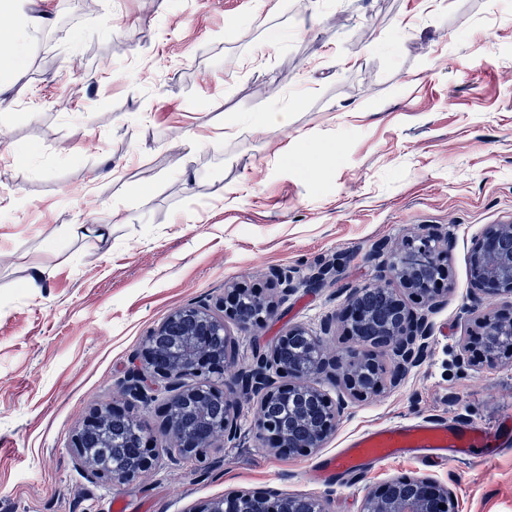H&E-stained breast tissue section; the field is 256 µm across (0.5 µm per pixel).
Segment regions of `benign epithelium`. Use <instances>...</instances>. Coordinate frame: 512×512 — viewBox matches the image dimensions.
Wrapping results in <instances>:
<instances>
[{"instance_id":"obj_1","label":"benign epithelium","mask_w":512,"mask_h":512,"mask_svg":"<svg viewBox=\"0 0 512 512\" xmlns=\"http://www.w3.org/2000/svg\"><path fill=\"white\" fill-rule=\"evenodd\" d=\"M390 271L401 289L419 303H439L448 264L441 238L425 236L398 255ZM471 283L489 296H512V224L489 225L470 258ZM231 303L215 315L206 305L188 304L174 309L148 336L131 372L128 390L139 402L148 401L156 382H165L169 399L164 411L167 455L172 462L205 463L215 439L230 441L238 429V407L215 388L211 379L224 373L226 352L211 346L228 339L226 318L242 328L262 323L271 307L261 296L230 285ZM349 332L363 342L392 352L405 364L419 359L420 345L428 339V323L409 312L396 289L374 284L355 289L348 297ZM476 332L463 349L474 362L495 368L504 356L512 357V312L485 313L475 319ZM325 365L324 339L302 326H294L271 347L258 354L255 364L240 373L241 383L257 395L256 436L270 448L288 455H307L323 447L344 407L330 400L317 378ZM381 370L370 354L353 350L344 379L346 391L368 396L380 391ZM122 415L109 406L79 431L73 445L91 473L114 483L135 480L152 468L159 451L137 448L128 463H103L86 443V430ZM326 512L313 497H288L273 492L237 490L205 501L189 512ZM361 512H459L454 490L429 476H400L368 493Z\"/></svg>"}]
</instances>
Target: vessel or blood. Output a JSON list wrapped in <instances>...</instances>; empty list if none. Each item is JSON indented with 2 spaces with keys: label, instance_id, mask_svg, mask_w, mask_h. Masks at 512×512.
<instances>
[{
  "label": "vessel or blood",
  "instance_id": "vessel-or-blood-1",
  "mask_svg": "<svg viewBox=\"0 0 512 512\" xmlns=\"http://www.w3.org/2000/svg\"><path fill=\"white\" fill-rule=\"evenodd\" d=\"M512 438V418L486 427L477 421L393 422L350 438L336 454L310 471L313 482L324 484L347 471L376 467L387 460L417 454L430 463L449 458L477 460L488 444Z\"/></svg>",
  "mask_w": 512,
  "mask_h": 512
}]
</instances>
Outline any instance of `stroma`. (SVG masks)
<instances>
[{"label": "stroma", "mask_w": 512, "mask_h": 512, "mask_svg": "<svg viewBox=\"0 0 512 512\" xmlns=\"http://www.w3.org/2000/svg\"><path fill=\"white\" fill-rule=\"evenodd\" d=\"M0 66V512H187L233 489L313 496L360 512L388 479L450 483L459 512H512V439L480 463L415 457L308 479L344 438L411 420L512 415V363L463 361L475 312L512 306L470 283L488 225L512 222V0H40ZM287 113L271 133L266 113ZM193 133L195 142L184 141ZM108 224V244L72 237ZM448 240V292L428 313L420 365L346 394L352 289L396 287L389 250ZM45 286L32 293V268ZM241 282L273 297L258 327L229 325L215 386L240 408L238 435L208 470L169 462L135 481L90 475L73 439L113 404L163 447L157 387L131 401L143 339L175 308ZM324 336L318 385L346 410L323 448L277 453L255 437L240 372L294 325Z\"/></svg>", "instance_id": "obj_1"}]
</instances>
